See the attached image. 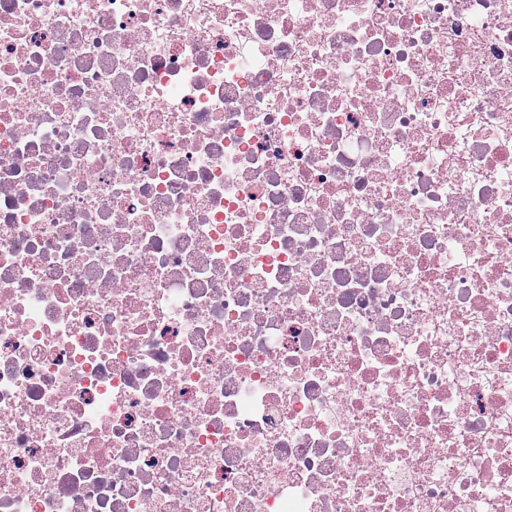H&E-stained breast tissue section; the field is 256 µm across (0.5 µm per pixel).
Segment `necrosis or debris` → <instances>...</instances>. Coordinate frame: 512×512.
<instances>
[{
	"mask_svg": "<svg viewBox=\"0 0 512 512\" xmlns=\"http://www.w3.org/2000/svg\"><path fill=\"white\" fill-rule=\"evenodd\" d=\"M0 512H512V0H0Z\"/></svg>",
	"mask_w": 512,
	"mask_h": 512,
	"instance_id": "1",
	"label": "necrosis or debris"
}]
</instances>
